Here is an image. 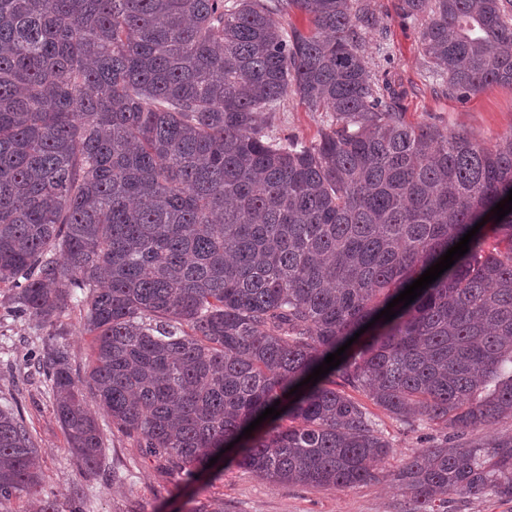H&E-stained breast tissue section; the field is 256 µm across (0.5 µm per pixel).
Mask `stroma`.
Wrapping results in <instances>:
<instances>
[{"label": "stroma", "instance_id": "obj_1", "mask_svg": "<svg viewBox=\"0 0 512 512\" xmlns=\"http://www.w3.org/2000/svg\"><path fill=\"white\" fill-rule=\"evenodd\" d=\"M368 2L373 24L362 33L367 66L373 78L395 90L408 122L462 129L489 147L512 134V86L492 84L464 101L434 89L420 43L421 21L402 19L399 0ZM326 120L325 113L309 111L291 94L273 115V132L308 145L318 140ZM11 296V288L0 284V407L20 406L43 461L40 495L62 508L78 493L84 498V512H194L202 503L211 504L214 512H406L408 501L390 485L388 476L426 442L442 436L433 423H422L412 431L381 408L370 406L392 452L379 464L378 480L336 490L260 480L237 464L234 448L187 482L172 464L146 455L106 422L104 467L117 478L87 482L78 474L51 395L25 368L49 329L14 317L8 310ZM61 322L72 368L84 373L91 338L79 308L70 307Z\"/></svg>", "mask_w": 512, "mask_h": 512}]
</instances>
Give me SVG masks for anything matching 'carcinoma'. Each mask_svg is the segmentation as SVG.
I'll use <instances>...</instances> for the list:
<instances>
[{
  "instance_id": "1",
  "label": "carcinoma",
  "mask_w": 512,
  "mask_h": 512,
  "mask_svg": "<svg viewBox=\"0 0 512 512\" xmlns=\"http://www.w3.org/2000/svg\"><path fill=\"white\" fill-rule=\"evenodd\" d=\"M450 97L512 86V0H399ZM305 15L284 31L274 15ZM360 0H0V283L52 326L33 364L79 474L103 418L191 476L279 402L238 464L337 490L391 453L348 386L413 430H446L390 474L406 512L451 495L512 501V212L396 317L289 391L386 308L512 189V135L411 124L371 78ZM329 118L273 135L288 94ZM92 336L73 372L60 318ZM42 458L0 409V512ZM501 435H512V420H503L484 429L467 431L462 436V440L471 443L483 442Z\"/></svg>"
}]
</instances>
